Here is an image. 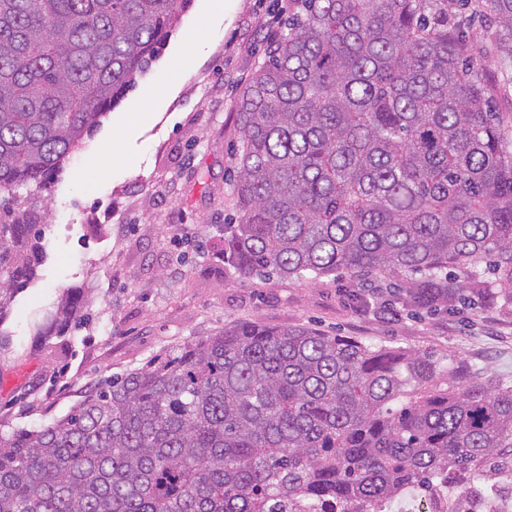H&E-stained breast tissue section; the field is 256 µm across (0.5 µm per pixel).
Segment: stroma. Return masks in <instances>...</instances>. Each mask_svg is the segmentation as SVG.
Here are the masks:
<instances>
[{
  "mask_svg": "<svg viewBox=\"0 0 512 512\" xmlns=\"http://www.w3.org/2000/svg\"><path fill=\"white\" fill-rule=\"evenodd\" d=\"M288 0H192L160 57L103 118L43 193L52 218L44 258L0 325V430L37 427L67 414L101 380L138 370L185 341L262 319L331 336L454 358L512 379V299L467 290L454 310L417 313L382 298L348 296L349 275L245 278L222 253L240 133L237 101L283 31ZM492 90L503 144L512 152V47L485 0L457 19ZM182 64H175L178 54ZM166 86L150 120L133 105L144 87ZM116 138L126 163L90 167ZM82 288L86 324L40 344L35 328L63 291Z\"/></svg>",
  "mask_w": 512,
  "mask_h": 512,
  "instance_id": "obj_1",
  "label": "stroma"
}]
</instances>
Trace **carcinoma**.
Listing matches in <instances>:
<instances>
[{
    "label": "carcinoma",
    "mask_w": 512,
    "mask_h": 512,
    "mask_svg": "<svg viewBox=\"0 0 512 512\" xmlns=\"http://www.w3.org/2000/svg\"><path fill=\"white\" fill-rule=\"evenodd\" d=\"M512 34V0H486ZM190 0H0V325L41 257V193L154 60ZM448 0H288L237 104L240 275L346 270L452 308L486 255L512 289V152ZM89 304L69 288L38 331ZM512 448V384L462 361L256 319L0 432V512H378Z\"/></svg>",
    "instance_id": "cac0c4a2"
}]
</instances>
